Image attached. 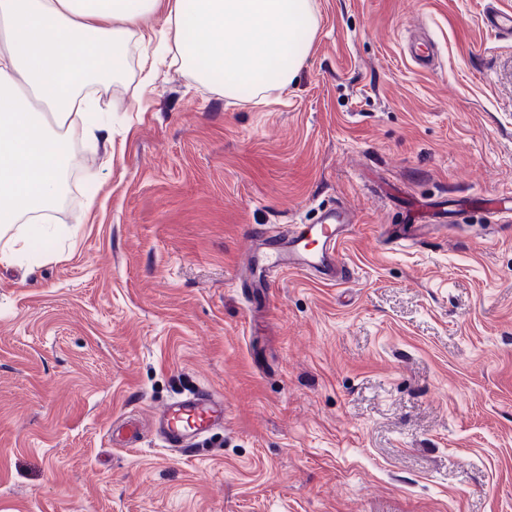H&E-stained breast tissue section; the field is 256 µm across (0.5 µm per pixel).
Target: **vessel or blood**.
<instances>
[{
    "label": "vessel or blood",
    "instance_id": "vessel-or-blood-1",
    "mask_svg": "<svg viewBox=\"0 0 512 512\" xmlns=\"http://www.w3.org/2000/svg\"><path fill=\"white\" fill-rule=\"evenodd\" d=\"M484 28L512 35V11L488 7L481 18ZM441 217L433 207L424 216H409L398 225V238H417ZM359 223L356 210L336 204L320 210L309 223L295 224L284 231L260 230L252 240L250 261L240 279V291L248 301L271 305V296H259L275 277L297 273L326 286H343L354 274L353 266L340 259L342 246ZM224 426V397L211 388L194 386L164 404L154 416V427L164 447L190 453L202 447L208 436Z\"/></svg>",
    "mask_w": 512,
    "mask_h": 512
}]
</instances>
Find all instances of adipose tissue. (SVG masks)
<instances>
[{
  "label": "adipose tissue",
  "instance_id": "ef3b65f1",
  "mask_svg": "<svg viewBox=\"0 0 512 512\" xmlns=\"http://www.w3.org/2000/svg\"><path fill=\"white\" fill-rule=\"evenodd\" d=\"M160 10L164 27L144 31ZM316 34L315 0H0V264L54 251L43 221L69 166L56 145L95 132L97 56L143 46L141 86L167 58L236 98L287 88Z\"/></svg>",
  "mask_w": 512,
  "mask_h": 512
}]
</instances>
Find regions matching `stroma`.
Returning a JSON list of instances; mask_svg holds the SVG:
<instances>
[{"mask_svg":"<svg viewBox=\"0 0 512 512\" xmlns=\"http://www.w3.org/2000/svg\"><path fill=\"white\" fill-rule=\"evenodd\" d=\"M285 90L230 99L137 58L75 142L59 254L0 264V512H512V221L417 244L419 201L512 192V0H316ZM431 37L433 71L407 55ZM345 202L340 288L235 282L252 229ZM226 419L191 456L113 424L190 386ZM481 24L486 29L512 35V11L501 10L492 5L484 12ZM406 218L409 224H393V230L398 239L421 237L423 235V231L429 226L436 224H444L441 223V219H444V217L437 214L433 207H431L430 205H427L425 207L424 217H416L414 215L408 216L406 213L405 219Z\"/></svg>","mask_w":512,"mask_h":512,"instance_id":"stroma-1","label":"stroma"}]
</instances>
